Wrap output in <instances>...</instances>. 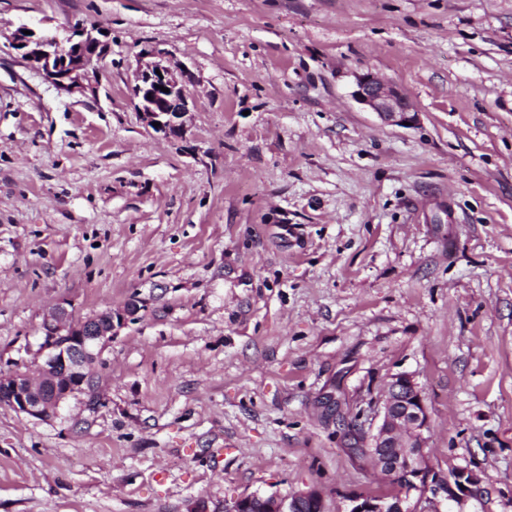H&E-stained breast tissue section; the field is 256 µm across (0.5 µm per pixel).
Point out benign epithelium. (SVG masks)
<instances>
[{"label": "benign epithelium", "mask_w": 512, "mask_h": 512, "mask_svg": "<svg viewBox=\"0 0 512 512\" xmlns=\"http://www.w3.org/2000/svg\"><path fill=\"white\" fill-rule=\"evenodd\" d=\"M31 34H24V30ZM102 26L93 22L66 38L26 25L12 36V46L23 59L60 89L92 86L105 66L108 44L100 39ZM168 91H161V87ZM134 95L144 123L165 136H178L184 129L189 99L181 66L150 62L140 66ZM354 97L380 119L392 125H412L417 110L408 95L372 73L359 76ZM158 122L160 126L153 127ZM38 355L42 363L36 374L15 371L0 374V404L20 414L45 419L60 404L77 394L97 395L89 368L112 342V310L75 319L63 306L56 307L41 325ZM431 421L423 390L413 375L391 377L376 402L373 432L366 455L372 464L397 483L389 497L354 496L346 512H440L438 497L463 503L471 497L480 479L472 470L456 468L442 477L425 451ZM224 512H326L321 491L311 488L286 496L242 495L224 504Z\"/></svg>", "instance_id": "obj_1"}]
</instances>
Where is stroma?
I'll return each mask as SVG.
<instances>
[{"label":"stroma","mask_w":512,"mask_h":512,"mask_svg":"<svg viewBox=\"0 0 512 512\" xmlns=\"http://www.w3.org/2000/svg\"><path fill=\"white\" fill-rule=\"evenodd\" d=\"M100 23L91 87L10 44ZM179 63L181 137L148 128L144 52ZM373 73L418 119L359 104ZM137 301L79 394L0 405V512H224L316 488L389 496L326 419L413 374L442 512H512V0H0V372L44 317Z\"/></svg>","instance_id":"stroma-1"}]
</instances>
